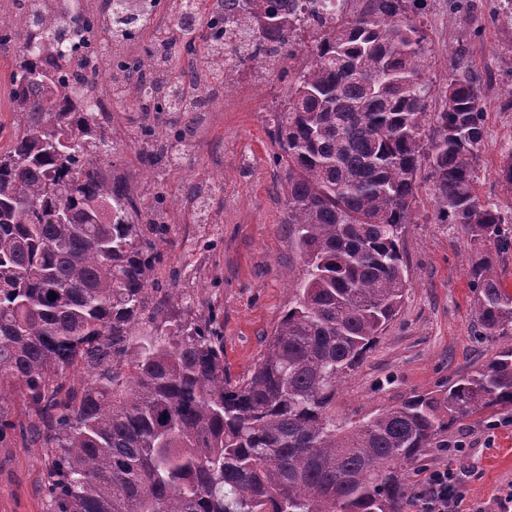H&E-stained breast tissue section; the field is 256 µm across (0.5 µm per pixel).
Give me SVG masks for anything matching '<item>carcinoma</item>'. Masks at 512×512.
Returning a JSON list of instances; mask_svg holds the SVG:
<instances>
[{
  "instance_id": "cac0c4a2",
  "label": "carcinoma",
  "mask_w": 512,
  "mask_h": 512,
  "mask_svg": "<svg viewBox=\"0 0 512 512\" xmlns=\"http://www.w3.org/2000/svg\"><path fill=\"white\" fill-rule=\"evenodd\" d=\"M15 2L0 23V46L16 50L0 150V446L45 449L47 512H404L410 467L448 427L512 406V294L497 276L512 206L477 194L478 74L459 68L430 111L428 35L409 15L425 0L183 3L191 24L175 40L111 58L102 34L134 39L160 0H139V14L127 0ZM304 22L317 37L270 139L305 273L259 362L234 376L211 320L181 317L185 292L156 300L163 195L131 192L94 103L106 74L115 102L173 118L140 129L153 176L192 145L226 54L292 58ZM499 177L512 191V147ZM422 182L440 223L469 237L478 332L507 345L443 389L343 423L336 390L409 287L402 236ZM218 191L192 187L197 222ZM81 367L83 387L67 386Z\"/></svg>"
}]
</instances>
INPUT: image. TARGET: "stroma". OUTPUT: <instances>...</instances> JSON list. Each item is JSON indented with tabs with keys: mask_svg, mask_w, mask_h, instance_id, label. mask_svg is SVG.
<instances>
[{
	"mask_svg": "<svg viewBox=\"0 0 512 512\" xmlns=\"http://www.w3.org/2000/svg\"><path fill=\"white\" fill-rule=\"evenodd\" d=\"M499 5L500 0H427L415 21L434 48L426 68L434 87L446 86L462 61L472 63L481 77L485 149L477 189L481 199L506 205L512 194L498 170L502 148L512 145V109L504 107L512 99V26L492 22ZM315 36L306 31L302 51L280 58L260 78H249V66H242L241 77L215 96L194 152L180 167L162 169L158 180H147L138 162L144 115L132 108L112 111V159L132 190L149 199L160 191L176 202L166 211L168 242L159 283L189 295L188 318L214 317L224 338V364L235 375L257 362L302 275L285 223L283 170L273 160L269 131L289 74L309 61L306 47ZM204 180L220 182L221 189L210 204L208 223L198 224L179 200ZM403 250L410 286L395 319L340 386L337 420L356 422L411 395L440 389L488 363L499 348L475 332L467 236L459 225L439 223L427 187L419 189ZM503 414L492 408L448 430L449 440L466 442V454L452 460L467 474L465 512L476 504L494 512L497 494L512 485V426L491 436L485 430ZM44 468L41 449L20 440L0 447V512H46Z\"/></svg>",
	"mask_w": 512,
	"mask_h": 512,
	"instance_id": "35a3bbf8",
	"label": "stroma"
}]
</instances>
